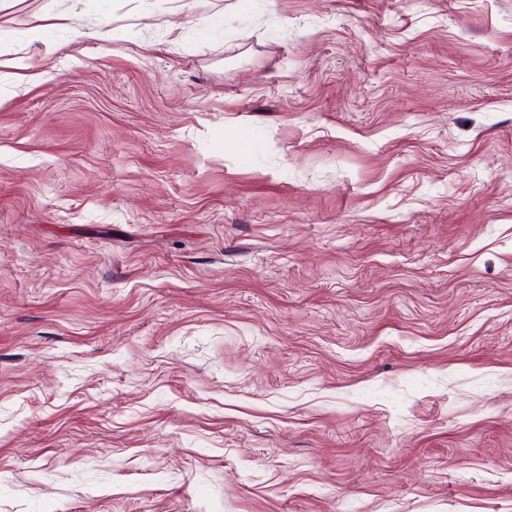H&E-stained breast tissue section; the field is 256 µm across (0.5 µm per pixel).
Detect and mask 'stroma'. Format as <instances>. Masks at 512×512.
Instances as JSON below:
<instances>
[{
  "instance_id": "stroma-1",
  "label": "stroma",
  "mask_w": 512,
  "mask_h": 512,
  "mask_svg": "<svg viewBox=\"0 0 512 512\" xmlns=\"http://www.w3.org/2000/svg\"><path fill=\"white\" fill-rule=\"evenodd\" d=\"M25 58L0 512H512V0H0Z\"/></svg>"
}]
</instances>
